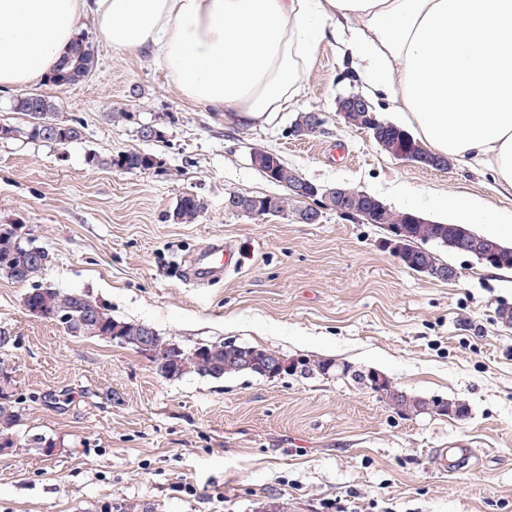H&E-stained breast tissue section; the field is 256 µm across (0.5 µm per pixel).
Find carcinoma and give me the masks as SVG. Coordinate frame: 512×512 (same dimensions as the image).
I'll return each instance as SVG.
<instances>
[{"instance_id":"obj_1","label":"carcinoma","mask_w":512,"mask_h":512,"mask_svg":"<svg viewBox=\"0 0 512 512\" xmlns=\"http://www.w3.org/2000/svg\"><path fill=\"white\" fill-rule=\"evenodd\" d=\"M98 62V44L92 35L85 31L77 33L67 56L57 64L47 78L52 86L62 89L75 85L87 77ZM11 107L16 112H22L29 120L22 126L0 124V140L9 141L25 139L32 142H47L57 146H67L84 138V127L75 119L65 120L61 117L60 107L52 96L20 93L13 97ZM293 126L305 136H313L321 132L322 125L313 121L312 113L300 112ZM86 161L91 166H103L123 172L145 174L149 171L158 172L164 168L162 157L138 148L129 149L116 156L102 158L90 153ZM271 166L276 169V185L288 188V182L295 179L298 171L286 164L275 154L270 158ZM275 213L287 215L295 213L300 201L292 193L275 196ZM204 202L197 195L186 193L180 197L170 215L172 221L178 224H193L200 217ZM408 212H396L383 207L376 223L403 224L409 233V245L422 248L429 243L449 248L448 225L428 224L418 222L406 223ZM34 246V241L25 238L11 226L0 225V275L16 283H27L40 277L46 264L28 263V251ZM26 302L41 308L45 319L57 321L61 318L76 319L81 311L89 310L94 313V322L82 332L83 336H91L105 342H112V329L120 328L121 335L127 337L126 347L135 349L136 341L143 335L146 324L134 320L116 319L105 306L79 293L65 292L57 288H34L25 295ZM234 347L232 342L199 343L191 348H183L168 339L155 335L152 342L151 361L158 366L168 368L166 379L179 380L186 376L197 375L202 378L220 379L236 375L234 368H224V349ZM301 376L325 377L331 373L350 378L357 384H365L368 372L353 370L345 363L339 364L333 359H314L302 357L297 359ZM12 379L0 380V448L14 446V429L22 419L20 407L12 399Z\"/></svg>"}]
</instances>
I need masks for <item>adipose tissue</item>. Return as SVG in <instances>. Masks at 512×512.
Here are the masks:
<instances>
[{
  "label": "adipose tissue",
  "mask_w": 512,
  "mask_h": 512,
  "mask_svg": "<svg viewBox=\"0 0 512 512\" xmlns=\"http://www.w3.org/2000/svg\"><path fill=\"white\" fill-rule=\"evenodd\" d=\"M87 18L228 124L288 110L320 45L337 42L428 150L488 168L512 196V0H0V91L44 81ZM429 205L512 230V213L477 200Z\"/></svg>",
  "instance_id": "1"
}]
</instances>
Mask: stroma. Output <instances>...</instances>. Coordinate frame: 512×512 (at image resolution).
Segmentation results:
<instances>
[{
  "instance_id": "stroma-1",
  "label": "stroma",
  "mask_w": 512,
  "mask_h": 512,
  "mask_svg": "<svg viewBox=\"0 0 512 512\" xmlns=\"http://www.w3.org/2000/svg\"><path fill=\"white\" fill-rule=\"evenodd\" d=\"M32 90L54 96L86 133L63 148L0 141V225L48 251L37 284L87 295L187 348L224 340L335 359L468 412L402 416L333 377L167 380L131 349L31 316L23 300L37 284L0 276V366L23 408L19 449L0 452V512H99L107 502L144 512H259L274 498L290 512H512V328L497 315L512 306V270L445 250L460 277L442 282L400 264L379 225L331 210L301 224L224 208L231 192L282 194L253 166L256 148L276 151L314 182L424 217L434 192L512 212L489 170L405 162L346 123L337 98L368 90L330 43L293 107L262 126L226 125L184 98L152 58L104 43L79 84ZM120 108L133 120H108ZM300 112L322 113L323 133L290 135ZM141 122L165 132L148 146L163 171L86 163L91 152L106 158L138 147ZM185 193L205 203L193 224L169 218ZM217 239L244 255L242 269L204 288L186 283L185 257ZM33 433L54 440L55 454L26 447ZM444 448L465 466L443 469Z\"/></svg>"
}]
</instances>
